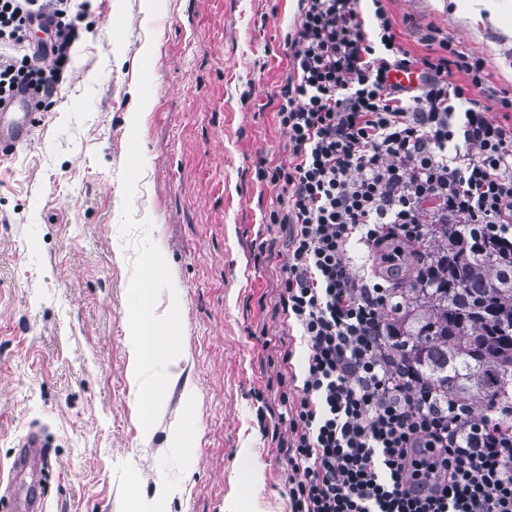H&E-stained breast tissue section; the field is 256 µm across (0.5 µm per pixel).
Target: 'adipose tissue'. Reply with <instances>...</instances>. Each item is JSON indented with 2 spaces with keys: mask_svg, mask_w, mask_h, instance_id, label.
Returning a JSON list of instances; mask_svg holds the SVG:
<instances>
[{
  "mask_svg": "<svg viewBox=\"0 0 512 512\" xmlns=\"http://www.w3.org/2000/svg\"><path fill=\"white\" fill-rule=\"evenodd\" d=\"M153 290L149 279L139 280L131 293L128 310L130 381L143 423H151L159 411L162 396L172 379L154 373L155 365L173 361V346L152 310Z\"/></svg>",
  "mask_w": 512,
  "mask_h": 512,
  "instance_id": "1",
  "label": "adipose tissue"
}]
</instances>
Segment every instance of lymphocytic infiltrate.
<instances>
[{
  "label": "lymphocytic infiltrate",
  "instance_id": "f902f5d3",
  "mask_svg": "<svg viewBox=\"0 0 512 512\" xmlns=\"http://www.w3.org/2000/svg\"><path fill=\"white\" fill-rule=\"evenodd\" d=\"M384 2L298 0L277 93L288 160L257 170L281 187L269 213L286 228L281 308L307 346L278 442L290 512H512V433L409 372L387 335L388 289L346 262L359 244L401 268L430 224L512 234V126L480 102L512 112V98L437 31L411 54ZM70 4L0 0V98L23 88L35 110L50 105L78 37ZM37 15L54 20L41 61L27 52ZM409 66L421 86L389 84Z\"/></svg>",
  "mask_w": 512,
  "mask_h": 512
}]
</instances>
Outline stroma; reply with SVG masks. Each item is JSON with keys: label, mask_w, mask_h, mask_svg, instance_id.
Wrapping results in <instances>:
<instances>
[{"label": "stroma", "mask_w": 512, "mask_h": 512, "mask_svg": "<svg viewBox=\"0 0 512 512\" xmlns=\"http://www.w3.org/2000/svg\"><path fill=\"white\" fill-rule=\"evenodd\" d=\"M398 39L438 30L512 94V36L448 0H386ZM79 38L48 109L0 159V480L40 429L47 512H224L259 469L289 512L279 396L284 233L258 164L288 158L276 93L297 0H74ZM155 51L140 63L144 45ZM150 98L137 130L132 93ZM178 351L151 430L130 392L127 313L150 253ZM195 435L182 448L174 435ZM249 448L252 460L239 451Z\"/></svg>", "instance_id": "obj_1"}]
</instances>
